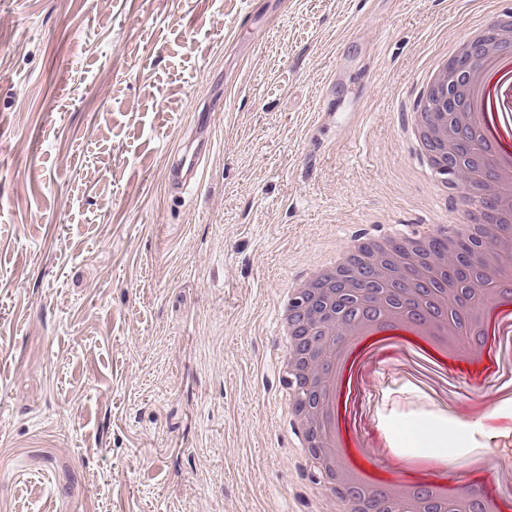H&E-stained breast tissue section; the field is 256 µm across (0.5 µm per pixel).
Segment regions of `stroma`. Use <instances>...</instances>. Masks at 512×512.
Returning a JSON list of instances; mask_svg holds the SVG:
<instances>
[{
	"mask_svg": "<svg viewBox=\"0 0 512 512\" xmlns=\"http://www.w3.org/2000/svg\"><path fill=\"white\" fill-rule=\"evenodd\" d=\"M510 4L0 0V512H334L278 304L360 229L447 223L408 117ZM427 381L371 383L400 452Z\"/></svg>",
	"mask_w": 512,
	"mask_h": 512,
	"instance_id": "stroma-1",
	"label": "stroma"
}]
</instances>
